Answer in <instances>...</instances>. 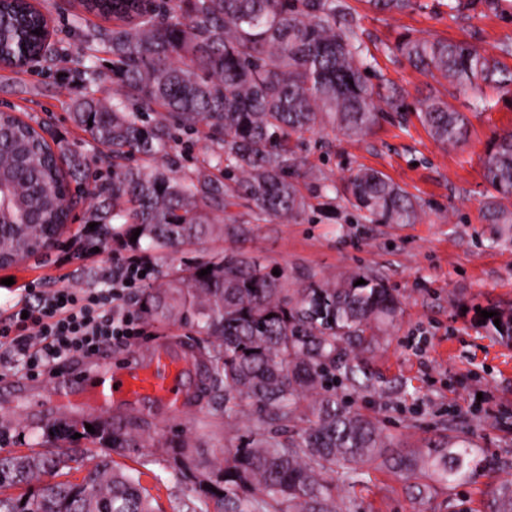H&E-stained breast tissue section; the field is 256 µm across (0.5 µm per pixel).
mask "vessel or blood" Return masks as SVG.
Wrapping results in <instances>:
<instances>
[{"mask_svg": "<svg viewBox=\"0 0 512 512\" xmlns=\"http://www.w3.org/2000/svg\"><path fill=\"white\" fill-rule=\"evenodd\" d=\"M194 360L186 353L176 355L168 348H156L147 362L117 371L103 362L95 375L77 371L60 374V381L90 393L96 409L108 410L113 402L124 401L148 409L162 406L176 410L184 406L192 392L185 385Z\"/></svg>", "mask_w": 512, "mask_h": 512, "instance_id": "b4317fda", "label": "vessel or blood"}]
</instances>
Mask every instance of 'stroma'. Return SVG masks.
I'll return each instance as SVG.
<instances>
[{"label": "stroma", "mask_w": 512, "mask_h": 512, "mask_svg": "<svg viewBox=\"0 0 512 512\" xmlns=\"http://www.w3.org/2000/svg\"><path fill=\"white\" fill-rule=\"evenodd\" d=\"M345 2L372 63V84L384 96L398 88V100L380 103V118L362 139L328 129L292 139L293 149L311 165L301 179L309 206L297 220L255 224L248 208L232 206L229 214L248 225L246 237L210 240L180 254L151 252L147 258L161 274L213 249L241 250L284 271L294 288L353 272L395 288L402 312L389 336L364 357L375 388L358 394L357 405L404 443L419 445L454 431L470 437L488 470L477 482L460 486L457 497L467 512H493V488L512 480V342L476 327L474 311L512 303V241H501L503 225L484 219L493 195L484 159L494 136L512 130V92L486 91L490 108L476 112L472 94H448L446 83L411 67L393 47L405 35L467 40L500 54L512 67V55L502 51L512 46V0H475L456 17L449 16L443 0H417L415 9L402 13L375 12L365 0ZM36 5L50 22L56 56L36 68L0 67V110L44 126L50 143L85 155L90 178L72 187L81 195L92 178L112 173L108 159L92 150L69 118L72 101L83 93L77 78L87 53L82 35L111 27L112 20L88 11L82 0H36ZM430 94L448 95L450 104L466 113L464 143H436L421 125L415 106ZM362 166L381 171L413 196L415 223H371L351 207L343 186ZM86 211L85 204H77L69 233L48 260L0 268V309L28 299L33 289L106 287L105 273L130 260V251L116 245L96 253L75 246ZM195 340L187 326L145 325L130 342L113 344L112 366L119 370L146 360L156 347ZM54 400L53 381L31 376L20 355L0 344V455L51 450L44 430L60 417ZM146 421L173 446L194 436L199 459L213 456L244 430L243 422L214 412L205 395L177 413L157 409ZM112 458L140 471L156 512L196 508L190 485L149 449H121ZM340 494L353 501V512H448L446 491L428 501L413 500L405 483L383 469L371 470L365 484Z\"/></svg>", "instance_id": "stroma-1"}]
</instances>
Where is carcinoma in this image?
Instances as JSON below:
<instances>
[{
  "instance_id": "1",
  "label": "carcinoma",
  "mask_w": 512,
  "mask_h": 512,
  "mask_svg": "<svg viewBox=\"0 0 512 512\" xmlns=\"http://www.w3.org/2000/svg\"><path fill=\"white\" fill-rule=\"evenodd\" d=\"M378 11L402 12L412 0H366ZM112 17V29L88 34L107 44L119 80L110 98L89 92L74 101L72 119L112 161V176L93 186L89 245L118 241L176 254L213 237L239 238L242 224L224 223L241 201L256 221H293L306 206L299 178L306 158L294 136L329 127L362 138L376 124L375 90L360 35L344 0H85ZM46 16L26 0H0V59L36 49ZM395 49L411 66L459 92L512 91V68L467 41L403 37ZM417 117L438 142H460L469 119L438 97L418 102ZM203 125L217 145L212 162L178 170L176 130ZM61 170L54 150L29 123L0 111V259L47 253L66 228L70 181L87 179L81 155ZM499 198H512V132L496 136L484 161ZM351 205L374 223L410 224L411 199L382 172L360 168L347 179ZM137 240H131L135 230ZM211 273L199 276L205 268ZM365 280L358 285L356 281ZM144 320L190 326L201 339L187 347L208 380L210 403L227 416L254 408L243 434L200 461L191 440L172 464L193 486L192 512H351L338 484L363 483L385 468L415 496L455 489L483 476L487 462L465 436H444L423 448H401L377 420L338 392L369 385L363 354L373 350L402 311L384 281L355 272L340 283L292 288L245 252L216 253L185 263L142 290ZM479 324L512 341V308ZM500 319L495 326L494 319ZM102 448L167 453L159 433L136 421L94 429ZM70 440L79 424L47 427ZM68 453L0 457V512H154L140 474L101 457L80 482H43L71 468ZM24 492L5 494V488ZM495 512H512V483L496 490Z\"/></svg>"
}]
</instances>
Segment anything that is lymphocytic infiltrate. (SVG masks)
Returning <instances> with one entry per match:
<instances>
[{
    "mask_svg": "<svg viewBox=\"0 0 512 512\" xmlns=\"http://www.w3.org/2000/svg\"><path fill=\"white\" fill-rule=\"evenodd\" d=\"M153 268L145 260L126 263L108 275L102 290L62 287L39 292L0 315V340L26 360L31 374L59 372L68 359L92 354L138 335V320L124 306Z\"/></svg>",
    "mask_w": 512,
    "mask_h": 512,
    "instance_id": "f902f5d3",
    "label": "lymphocytic infiltrate"
}]
</instances>
